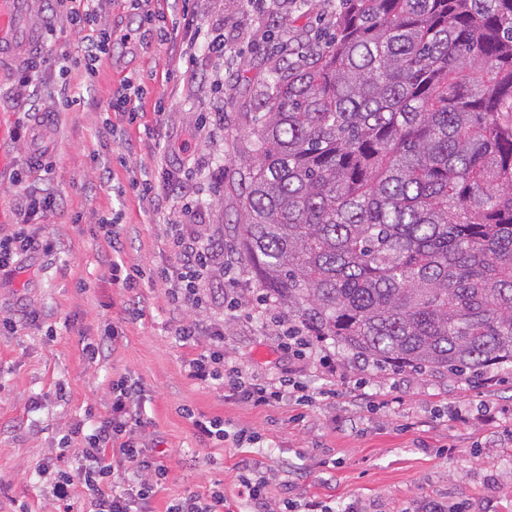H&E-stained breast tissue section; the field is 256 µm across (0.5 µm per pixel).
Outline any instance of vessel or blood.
I'll return each instance as SVG.
<instances>
[{"instance_id":"vessel-or-blood-1","label":"vessel or blood","mask_w":512,"mask_h":512,"mask_svg":"<svg viewBox=\"0 0 512 512\" xmlns=\"http://www.w3.org/2000/svg\"><path fill=\"white\" fill-rule=\"evenodd\" d=\"M41 41L34 0H0V66L20 65Z\"/></svg>"}]
</instances>
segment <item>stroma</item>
<instances>
[{
	"label": "stroma",
	"mask_w": 512,
	"mask_h": 512,
	"mask_svg": "<svg viewBox=\"0 0 512 512\" xmlns=\"http://www.w3.org/2000/svg\"><path fill=\"white\" fill-rule=\"evenodd\" d=\"M339 4L156 0L163 20L125 44L135 17L131 0H95L96 24L111 30L115 44L89 82L75 67L89 42L68 4L38 0L48 53L29 81L20 69H0V121L14 129L0 143L13 161L0 172V237L23 226L53 248L28 255L22 272L0 275V317L25 308L40 315L17 333L0 334V512H62L45 494L50 476L43 466L70 465L62 449L70 418L96 423L111 404L112 381L126 375L144 391V436L164 450L169 469L152 512H166L186 491L215 486L223 487L230 512H247L237 484L244 459L269 475L276 502L316 498L333 512H423L439 501L453 512H512V363L478 379L363 368L326 340L316 342V359L289 365L277 349L279 310L264 302L228 231L241 212L239 160L251 149L272 77L301 62L309 43L332 36ZM185 14L223 34L225 58L200 44L177 52ZM129 77L143 89L132 118L112 107ZM42 149L51 169L33 162ZM163 163L184 175L196 200L193 216L177 203L156 211L137 189L147 179L165 190ZM30 191L52 195L53 207L24 217ZM110 215L119 219L112 243L99 231ZM189 222L224 245L199 310L175 308L168 283L152 276L177 265L169 227ZM227 254L236 259L231 285L222 274ZM116 256L145 271L136 290L113 282ZM231 296L241 302L234 312ZM185 315L219 323L228 361L244 372L270 378L293 370L308 401L256 409L225 399L221 386L190 379L183 363L204 344L174 336ZM115 323L124 337L114 345L103 335ZM92 346L97 356H90ZM323 355L336 373L320 366ZM459 407L468 421L449 422ZM189 408L222 418L228 431L258 433L262 443L201 441Z\"/></svg>",
	"instance_id": "1"
}]
</instances>
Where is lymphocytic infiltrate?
<instances>
[{"label": "lymphocytic infiltrate", "mask_w": 512, "mask_h": 512, "mask_svg": "<svg viewBox=\"0 0 512 512\" xmlns=\"http://www.w3.org/2000/svg\"><path fill=\"white\" fill-rule=\"evenodd\" d=\"M170 240L180 256V265L157 268L155 275L159 280L178 283L179 290L173 295L175 304L202 307L203 289L211 273L210 254L201 244L202 235L175 224L170 228ZM174 334L183 341L209 337V345L185 361L184 371L203 383L222 382L225 398L265 408L298 397L302 391L295 379L282 376L262 381L227 363L215 323L188 320L177 325ZM111 390L108 413L94 427H87L85 418L78 415L69 421L68 440H79L82 446L76 451L73 465L58 470L47 491L65 512L72 508L78 485L90 497L91 512H149L153 496L167 478L163 451L149 447L140 430L144 399L137 382L124 376L112 382ZM238 481L253 512H330L322 501L311 498L272 506L267 495L269 479L258 471L244 469Z\"/></svg>", "instance_id": "f902f5d3"}]
</instances>
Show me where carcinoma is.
Wrapping results in <instances>:
<instances>
[{
    "label": "carcinoma",
    "mask_w": 512,
    "mask_h": 512,
    "mask_svg": "<svg viewBox=\"0 0 512 512\" xmlns=\"http://www.w3.org/2000/svg\"><path fill=\"white\" fill-rule=\"evenodd\" d=\"M264 108L234 230L282 319L380 368L512 363V0H340Z\"/></svg>",
    "instance_id": "obj_1"
}]
</instances>
